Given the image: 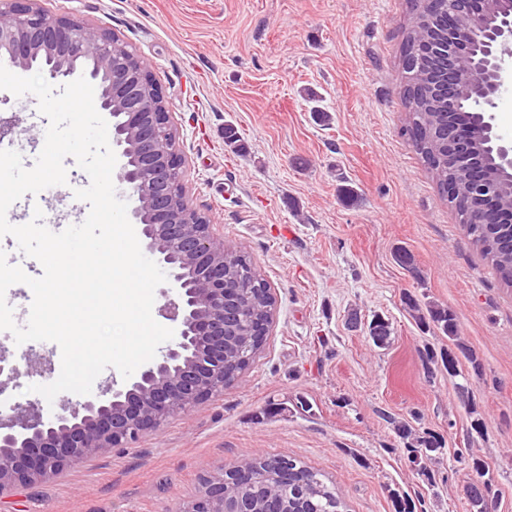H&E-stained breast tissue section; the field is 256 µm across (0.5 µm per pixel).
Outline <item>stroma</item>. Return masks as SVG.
I'll use <instances>...</instances> for the list:
<instances>
[{"label": "stroma", "instance_id": "1", "mask_svg": "<svg viewBox=\"0 0 512 512\" xmlns=\"http://www.w3.org/2000/svg\"><path fill=\"white\" fill-rule=\"evenodd\" d=\"M50 8L101 23L152 63L185 154L190 204L211 215L227 246L260 270L277 299L254 363L218 396L170 418L128 448L73 463L54 478L0 493V512H169L198 496L202 478L244 457L279 456L321 470L348 512H470L464 488L485 463L496 512H512V287L501 284L468 238L404 135L399 66L407 0H47ZM0 115L18 135L0 148L32 167L49 120L33 94L0 89ZM237 130L240 145L224 140ZM67 182L49 187L44 222L78 225L89 186L74 157ZM359 194L345 203L341 184ZM409 251L414 269L394 255ZM454 310L475 356L458 380L429 363L447 347L415 320L409 300ZM384 317L377 347L366 325ZM0 413L36 403L43 416L78 401L44 400L61 350L15 344L0 331ZM41 357L52 373L26 376ZM461 377V378H462ZM307 400L311 409L296 408ZM444 450L427 480L407 459L390 420ZM481 422V431L471 428Z\"/></svg>", "mask_w": 512, "mask_h": 512}]
</instances>
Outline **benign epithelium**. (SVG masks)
Returning <instances> with one entry per match:
<instances>
[{"label": "benign epithelium", "instance_id": "obj_1", "mask_svg": "<svg viewBox=\"0 0 512 512\" xmlns=\"http://www.w3.org/2000/svg\"><path fill=\"white\" fill-rule=\"evenodd\" d=\"M448 34L436 52L448 58L441 93L448 111L472 99L499 171L512 174V142L497 133L493 109L509 76L512 9L486 21L487 0H447ZM50 79L80 76L98 82V110L112 119L118 165L115 179L132 201L130 214L141 225L146 250L167 271L178 297L160 312L176 325L173 344L130 381L115 383L82 401L61 407L50 418L31 405L0 414V492L60 474L72 463L126 448L224 391V373L235 364L224 331L238 326L243 301L227 298L224 237L211 216L192 208L184 184L186 158L177 143L174 113L168 111L153 68L110 29L57 13L44 0H6L0 5V63ZM448 126L451 158L468 166L476 158L458 148ZM272 477L267 498L278 512L274 489L300 475L283 457H261ZM256 480L248 459L225 472L204 476L203 493L174 512H259L240 490Z\"/></svg>", "mask_w": 512, "mask_h": 512}]
</instances>
